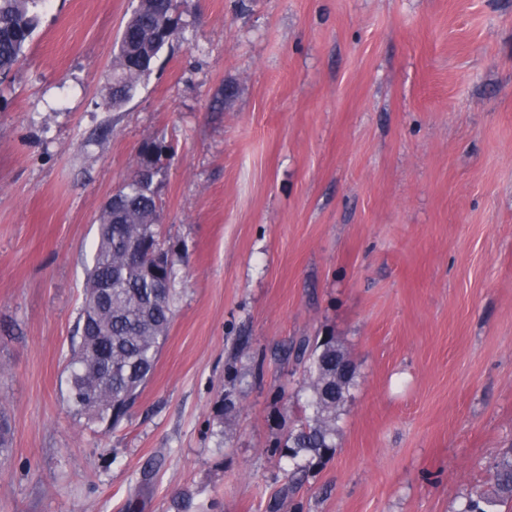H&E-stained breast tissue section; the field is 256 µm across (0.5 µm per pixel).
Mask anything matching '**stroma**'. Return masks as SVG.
<instances>
[{
	"mask_svg": "<svg viewBox=\"0 0 512 512\" xmlns=\"http://www.w3.org/2000/svg\"><path fill=\"white\" fill-rule=\"evenodd\" d=\"M45 0L0 82V512H462L512 448V0ZM174 318L115 429L65 400L96 218L143 142ZM356 367L336 451L275 453L299 342ZM223 410L224 423L213 416ZM174 0H139L126 23L112 68V108L128 100L147 76L163 46L178 33Z\"/></svg>",
	"mask_w": 512,
	"mask_h": 512,
	"instance_id": "35a3bbf8",
	"label": "stroma"
}]
</instances>
